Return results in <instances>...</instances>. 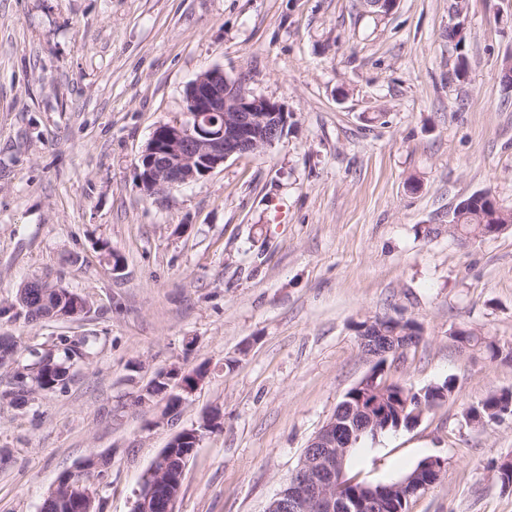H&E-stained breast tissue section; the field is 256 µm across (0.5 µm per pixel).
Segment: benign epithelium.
<instances>
[{
  "label": "benign epithelium",
  "instance_id": "7a95c632",
  "mask_svg": "<svg viewBox=\"0 0 512 512\" xmlns=\"http://www.w3.org/2000/svg\"><path fill=\"white\" fill-rule=\"evenodd\" d=\"M184 121L166 124L163 137L152 136L140 156L150 193L183 186L211 174L233 156L256 154L277 141L288 123V112L276 101L254 95L241 81L231 80L214 68L199 75L185 93ZM384 320L363 324L366 335L358 337L361 351L375 359V366L355 388L369 396L378 391L377 379L388 369L389 359L401 362L406 350L416 343L408 336L384 335ZM446 398L429 386L417 399L432 409ZM409 400L404 393L391 401L360 399L333 414L311 440L296 471L288 480L291 497L275 495L266 512H400V503L412 493L430 486L418 475L403 476L386 487L362 486L356 495L345 489L355 484L346 472L348 449L368 431L378 434L391 423L401 425ZM161 452L153 461L148 483L141 485L132 512H176L183 469L168 470ZM55 488L84 512L91 492L71 484L69 476Z\"/></svg>",
  "mask_w": 512,
  "mask_h": 512
}]
</instances>
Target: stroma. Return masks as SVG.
Here are the masks:
<instances>
[{
	"instance_id": "35a3bbf8",
	"label": "stroma",
	"mask_w": 512,
	"mask_h": 512,
	"mask_svg": "<svg viewBox=\"0 0 512 512\" xmlns=\"http://www.w3.org/2000/svg\"><path fill=\"white\" fill-rule=\"evenodd\" d=\"M509 56L512 0H397L385 16L366 0H0V335L96 338L65 389L0 403V512H39L92 456L101 512H132L170 436L214 407L224 426L189 459L177 512H265L372 368L369 318L418 327L390 381L455 390L416 427L361 440L349 474L389 482L438 456L408 512H512L497 477L512 417L465 418L512 389V227L448 234L473 193L512 208ZM211 68L283 104L284 135L146 196L140 155ZM46 273L85 298L79 318L26 322L17 291ZM459 328L502 356L462 351ZM201 365L157 424L156 373Z\"/></svg>"
}]
</instances>
